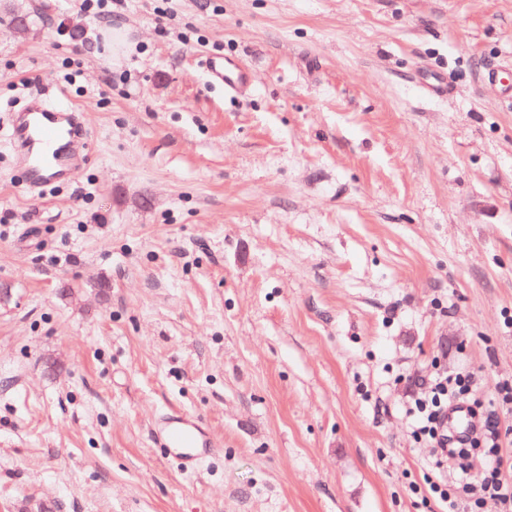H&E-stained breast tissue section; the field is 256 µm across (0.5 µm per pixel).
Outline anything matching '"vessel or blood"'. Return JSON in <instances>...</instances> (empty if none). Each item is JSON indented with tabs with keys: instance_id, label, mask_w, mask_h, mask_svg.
I'll return each mask as SVG.
<instances>
[{
	"instance_id": "obj_1",
	"label": "vessel or blood",
	"mask_w": 512,
	"mask_h": 512,
	"mask_svg": "<svg viewBox=\"0 0 512 512\" xmlns=\"http://www.w3.org/2000/svg\"><path fill=\"white\" fill-rule=\"evenodd\" d=\"M205 66L211 84L228 92L251 81L250 70L233 57L211 53ZM6 123L16 167L29 189L73 178L87 157L90 134L77 110H64L36 98L21 111L8 113ZM153 435L156 444L173 450L187 470L217 446L201 418L182 411L161 415Z\"/></svg>"
}]
</instances>
